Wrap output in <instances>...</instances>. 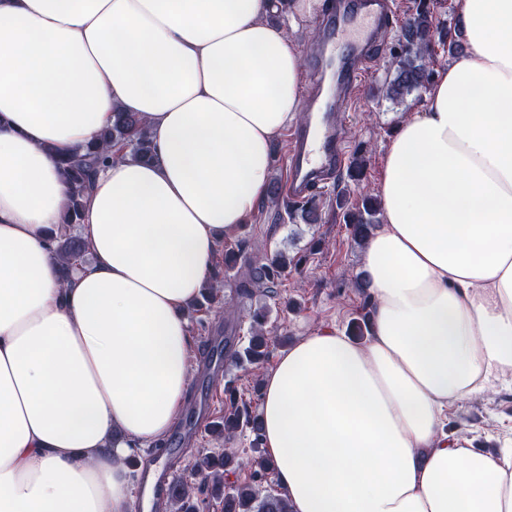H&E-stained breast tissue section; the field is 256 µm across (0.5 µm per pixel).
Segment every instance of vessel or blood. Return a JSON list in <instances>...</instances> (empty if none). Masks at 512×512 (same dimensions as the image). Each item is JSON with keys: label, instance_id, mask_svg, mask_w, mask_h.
<instances>
[{"label": "vessel or blood", "instance_id": "obj_1", "mask_svg": "<svg viewBox=\"0 0 512 512\" xmlns=\"http://www.w3.org/2000/svg\"><path fill=\"white\" fill-rule=\"evenodd\" d=\"M329 20L319 30L303 111L306 122L288 133L284 192L303 200L332 181L350 149L344 105L369 75L397 18L392 0H327Z\"/></svg>", "mask_w": 512, "mask_h": 512}]
</instances>
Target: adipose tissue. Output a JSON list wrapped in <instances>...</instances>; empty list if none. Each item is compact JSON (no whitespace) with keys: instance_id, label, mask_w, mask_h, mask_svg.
I'll return each mask as SVG.
<instances>
[{"instance_id":"adipose-tissue-1","label":"adipose tissue","mask_w":512,"mask_h":512,"mask_svg":"<svg viewBox=\"0 0 512 512\" xmlns=\"http://www.w3.org/2000/svg\"><path fill=\"white\" fill-rule=\"evenodd\" d=\"M466 52L390 140L366 243L370 332L320 328L263 376L262 445L289 512H512V449L443 431L512 384V0H455ZM324 0H0V512H136L125 461L185 406L184 307L266 199L302 56L270 13ZM62 263L59 160L116 111ZM69 280H62L63 266Z\"/></svg>"}]
</instances>
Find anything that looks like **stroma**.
Here are the masks:
<instances>
[{
  "label": "stroma",
  "instance_id": "1",
  "mask_svg": "<svg viewBox=\"0 0 512 512\" xmlns=\"http://www.w3.org/2000/svg\"><path fill=\"white\" fill-rule=\"evenodd\" d=\"M398 39V29H391L375 69L348 109L351 149L365 151V182L372 191L378 186L388 143L400 122L406 115L423 112L426 106L422 95L397 106L380 92L387 75V62ZM337 192V185L332 184L319 194L322 220L315 226L277 219L274 210L267 206L258 207L242 225L238 237L247 243L252 258L259 259L279 249L292 256L303 255L304 261L299 269L289 272L282 280L276 294L236 297V279L230 276L221 289L223 295L229 296V304L206 313L188 314L195 349L209 347L211 359L222 363L224 374L218 378L203 371L202 357H195L196 369L185 408L163 448L152 451V462L157 470L174 473L179 479L188 477L198 454L217 455L230 444L238 448L242 463L238 479H247L250 474L252 463L260 454L259 449L252 446V434L236 433L228 443L209 432L211 423L224 413L225 386L234 387L240 401L249 403L252 411H259L261 406L256 387L262 382V371L224 357L225 336L234 335L242 344L249 337V324L242 319L244 309L263 305L269 308L265 330L278 339L271 349L275 357L319 327L353 333L363 296L352 286L349 277L361 272L363 249L354 244L348 234L343 215L336 207ZM445 429L452 436L470 433L486 450L500 448L503 439L512 436V388L500 389L488 397L474 396L456 405L446 413Z\"/></svg>",
  "mask_w": 512,
  "mask_h": 512
}]
</instances>
